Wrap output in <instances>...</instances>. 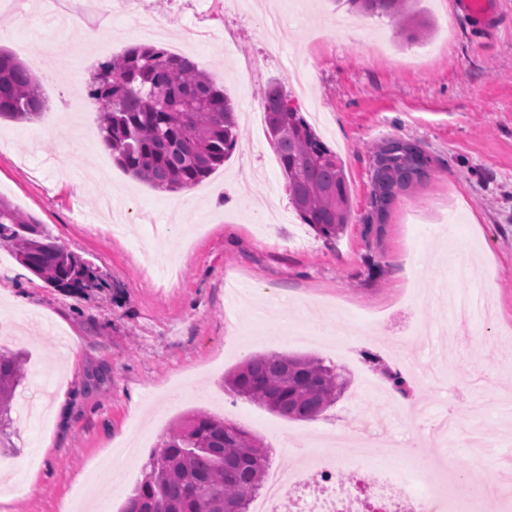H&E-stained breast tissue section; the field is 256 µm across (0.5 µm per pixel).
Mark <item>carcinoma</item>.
I'll use <instances>...</instances> for the list:
<instances>
[{"label":"carcinoma","instance_id":"obj_1","mask_svg":"<svg viewBox=\"0 0 512 512\" xmlns=\"http://www.w3.org/2000/svg\"><path fill=\"white\" fill-rule=\"evenodd\" d=\"M348 10L386 18L409 42L426 40L430 25L420 0H345ZM35 67L0 48V118L31 121L44 108ZM88 95L100 111V132L116 164L159 190L193 187L236 149L235 108L224 89L191 59L156 45L133 47L98 64ZM268 139L290 202L302 223L335 241L349 223L350 191L341 161L277 83L261 91ZM369 223L383 224L397 192L427 174L430 158L415 143L390 140L375 151ZM34 276L63 292L98 286L101 272L50 240L43 225L0 199V248ZM372 363L403 396L398 371ZM24 379L19 353H0V436ZM229 391L279 416L314 420L343 395L348 382L335 365L310 355H255L225 379ZM268 466L263 443L224 418L194 412L163 437L145 479L122 512H248Z\"/></svg>","mask_w":512,"mask_h":512}]
</instances>
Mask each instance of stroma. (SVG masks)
<instances>
[{"mask_svg":"<svg viewBox=\"0 0 512 512\" xmlns=\"http://www.w3.org/2000/svg\"><path fill=\"white\" fill-rule=\"evenodd\" d=\"M282 15L280 51L270 53L261 14L225 11L214 0H141L138 12L119 8L88 29L63 28L39 16L37 0L0 7V46L37 62L48 42L74 45L42 77L47 107L31 122L0 120V197L33 215L67 250L103 272L98 288L64 293L15 258L0 269V350L22 354L25 379L15 408L37 393L41 379L58 387L41 398L38 418H15L0 450V512H120L143 477L164 434L185 416L205 411L258 436L271 462L287 461L288 439L321 452L319 438L337 429L371 427L404 438L413 420L392 419L372 386L381 376L365 359L390 367L409 356L431 377L412 385L414 402L468 418L471 404L512 397V0H492V16L474 23L458 0H421L433 25L425 43L409 44L385 19L356 16L343 31L346 7L335 0H260ZM163 20L161 46L194 60L235 104L239 144L224 165L196 185L192 199L132 179L111 153L90 155L98 108L86 99L91 72L106 57L146 43L143 20ZM211 40H194L200 21ZM308 76L301 110L323 115L314 129L345 169L351 216L330 243L300 219L273 148L253 121L260 91L285 84V69ZM84 103L82 125L54 135L66 103ZM391 139L419 145L430 157L428 178L400 192L386 223L368 225L374 151ZM127 209L125 233L94 224L102 197ZM186 225L156 240L157 224ZM471 262L492 286H479L468 334L455 359L434 364L415 329L433 331L448 317L436 296L466 294L452 273L453 257ZM23 298L46 331H31L10 306ZM350 330L346 345L294 342L289 330H310V308ZM80 348L67 371L70 339ZM312 355L345 369V394L317 419L290 420L233 396L225 375L257 354ZM67 416H54L58 395ZM50 448H42L43 436ZM136 441L137 452L102 494L89 471L110 448ZM437 470L452 469L483 486L495 484V461L476 463L460 448L427 440ZM33 476L24 496L9 478Z\"/></svg>","mask_w":512,"mask_h":512,"instance_id":"35a3bbf8","label":"stroma"}]
</instances>
